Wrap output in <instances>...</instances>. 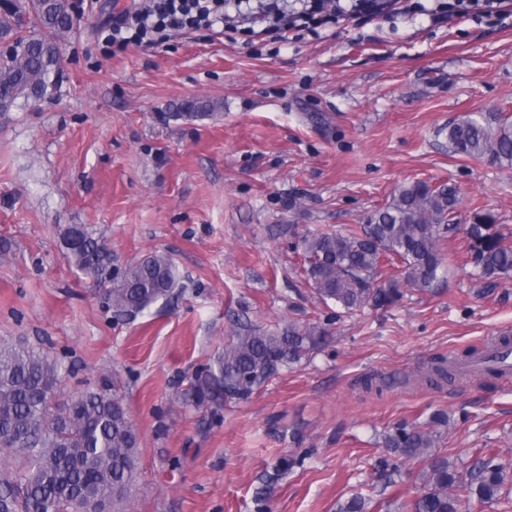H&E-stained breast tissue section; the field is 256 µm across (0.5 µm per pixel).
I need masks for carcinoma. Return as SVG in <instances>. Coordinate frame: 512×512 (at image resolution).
<instances>
[{
  "label": "carcinoma",
  "mask_w": 512,
  "mask_h": 512,
  "mask_svg": "<svg viewBox=\"0 0 512 512\" xmlns=\"http://www.w3.org/2000/svg\"><path fill=\"white\" fill-rule=\"evenodd\" d=\"M27 15L37 19L40 35L21 34ZM72 28L71 0L0 4V43L9 46L0 60V112L54 95L60 75L58 41ZM217 108L214 102L191 99L173 117L211 116ZM448 145L461 156L512 166V124L506 118L494 128L466 116L448 126ZM458 203L456 186L414 181L375 210L366 224L318 229L296 238L305 258V280L321 303H333L346 313L366 305L386 308L401 300L406 287L421 292L434 288L444 273L440 242L461 229L483 287H497L499 279L512 275V247L503 245L489 212L475 215L470 224L453 223ZM63 239L71 263L104 286L105 304L117 315L136 316L180 288L176 266L164 253L114 272L112 252L88 227L70 225ZM326 335L319 323L290 324L277 331L241 326L213 362L188 378L176 402L218 417L224 405L248 399L278 370L318 350ZM66 358L52 357L26 341H0V512H130L128 491L141 440L121 387L104 378L97 387L70 397L67 410L57 409L52 398L71 372ZM463 363L441 357L425 380L447 381ZM445 422L441 414L423 426L399 422L384 436L380 472L389 474L399 461L423 465V490L405 504V512H462L473 497L483 503L500 499L505 470L496 458L480 459L463 476L448 455L436 450L433 425ZM370 503L354 494L338 503L337 512H372Z\"/></svg>",
  "instance_id": "carcinoma-1"
}]
</instances>
